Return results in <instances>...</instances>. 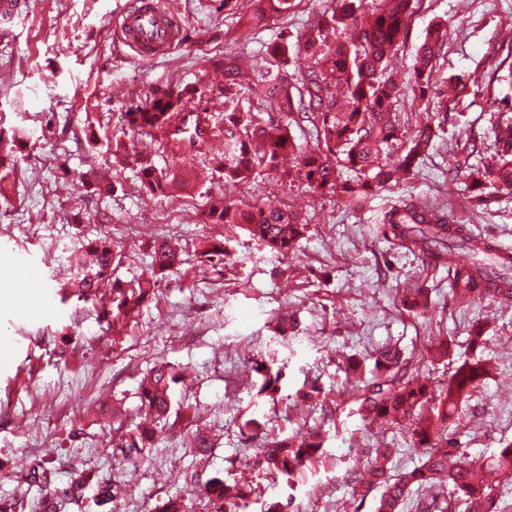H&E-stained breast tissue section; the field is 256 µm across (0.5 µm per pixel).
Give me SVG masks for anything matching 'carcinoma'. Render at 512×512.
<instances>
[{
  "label": "carcinoma",
  "instance_id": "cac0c4a2",
  "mask_svg": "<svg viewBox=\"0 0 512 512\" xmlns=\"http://www.w3.org/2000/svg\"><path fill=\"white\" fill-rule=\"evenodd\" d=\"M253 16L269 10L286 15L292 0H252ZM339 6L325 9L311 26L302 42L303 49L313 59L312 68L303 75L298 98L289 90L288 74L279 68H266L253 87L258 100L279 112V118L253 121L233 109L224 112V181L243 183L257 173L269 171L287 180L291 171L281 168L285 157L298 162V174L308 186L321 194H336L350 204H357L392 177L381 162L383 147L400 140V121L395 113L397 83L388 72L390 57L404 39L411 0H388L385 7L363 13V0H338ZM339 31L330 43L322 36L325 29ZM442 51L438 31L428 34L419 47L415 65L413 94L423 98L429 89L427 71ZM224 68V99L234 96L240 84V69L233 58L219 61ZM195 89L184 86L178 95L160 86L152 97L124 113L126 126L138 135L151 138L186 135L190 145L205 141L208 129L202 116L193 112ZM312 123L317 148L303 150L290 134L292 116ZM432 136L430 128L419 131L410 145L398 155L396 169L410 173L418 168L419 160ZM358 174L373 172L371 178L350 182L343 178L344 170ZM138 176L144 188L153 194H167L176 177L158 171L143 158ZM467 191L482 196L490 186L512 189V115L504 122L496 138V153L492 160L469 173ZM207 217L212 224H238L250 236L280 254L296 249L304 235L306 224L295 210L270 208L257 204L210 205ZM381 224L392 233L397 246L428 255L439 264L454 270V290L469 298H489L506 303L512 300V265L491 257L481 239L450 232L448 210L435 205H417L398 198L383 213ZM115 244L103 235L82 244L76 263L77 272L70 278V287L78 289L82 300L91 299L98 281L112 272ZM466 253L471 262L456 264V254ZM150 276L125 286L112 283V322L119 323L135 312L148 296L157 276L180 265V255L163 240L151 247ZM410 312L428 311L427 295L418 291L413 298L403 300ZM374 360L375 374L360 396L364 417L386 418L395 423L411 422L412 441L422 448L424 461L420 466L398 474L388 467L391 452L375 449L369 461L368 477L355 478L354 496L365 499L374 489H382L377 512H398L400 503L415 486L423 491L417 500L418 512H498L494 488L477 478L486 468L512 479V443L502 446L490 459L479 464L458 449L448 445L446 429L448 415L454 413L470 397L475 385L485 378L486 362L478 357L454 362L448 384L434 394L403 373L398 350L385 347ZM252 370L262 376L261 391L275 397L280 391L282 369L274 370L266 361H255ZM180 382L169 366L161 365L147 374L140 387L141 406L153 414L156 421L169 417L172 387ZM155 430L142 426L129 432L121 447L139 450L154 437ZM322 444L314 437L293 435L269 442L262 449L256 466L267 471L273 480H282L293 487L297 474L319 458ZM82 481L97 484L98 504L118 501L128 488L102 483L88 472ZM205 495L214 512H243L254 493L245 485H228L215 475L204 485Z\"/></svg>",
  "mask_w": 512,
  "mask_h": 512
}]
</instances>
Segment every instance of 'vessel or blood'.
<instances>
[{"instance_id":"1","label":"vessel or blood","mask_w":512,"mask_h":512,"mask_svg":"<svg viewBox=\"0 0 512 512\" xmlns=\"http://www.w3.org/2000/svg\"><path fill=\"white\" fill-rule=\"evenodd\" d=\"M121 34L144 57L172 47L180 38L182 26L176 12L150 4L135 7L124 17Z\"/></svg>"}]
</instances>
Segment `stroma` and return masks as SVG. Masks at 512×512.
<instances>
[{"label": "stroma", "instance_id": "35a3bbf8", "mask_svg": "<svg viewBox=\"0 0 512 512\" xmlns=\"http://www.w3.org/2000/svg\"><path fill=\"white\" fill-rule=\"evenodd\" d=\"M131 0H26L0 24V134L15 138L19 169L1 183L12 204L0 208V337L10 345L0 357V502L21 500L24 512H110L98 504L85 472L130 486L121 512H156L168 498H183L190 512H211L202 492L219 475L258 492L248 512L283 503L284 512H375L378 494L354 499L350 480L375 449L392 451L393 472L423 460L402 425L367 424L358 413L368 369L344 372L348 358L384 346L400 349L410 376L438 389L447 362L429 358L432 342L449 339L453 359L477 356L492 366L467 407L448 419V439L473 460L512 441V304L459 302L447 267L396 246L379 219L392 200L436 204L452 210L465 231L494 236L512 248V192L487 188L483 199L465 189L470 167L481 165L462 145L469 138L493 144L498 112L492 98L512 92L493 82L512 53V0H413L407 33L394 52L400 95L397 113L406 138L431 125L435 136L416 172L374 189L361 205L346 206L301 182H281L260 172L249 182H225L218 163L224 138V77L216 60L233 56L262 63L287 32L283 59L289 79L310 60L297 42L331 0H294L288 15L263 23L249 0L236 12L219 0H161L183 21L180 41L151 59L123 41L119 25ZM444 44L429 76L425 99L411 94L416 52L429 31ZM194 86L200 111L217 133L208 146L188 151L162 142L158 167L189 173L169 196L148 192L137 176L134 153L149 138L125 131L124 112L145 102L155 87ZM124 138L128 150L113 156ZM102 173L114 190L101 196L87 187ZM271 204L302 212L308 228L296 251L282 255L234 224H210V203ZM111 235L119 248L113 278H142L151 263L149 242L169 240L183 263L152 288L143 304L118 326L108 325L110 287L90 302L63 299L58 285L70 278L83 241ZM221 243L229 257L208 260ZM38 268L46 285L38 295L15 265ZM427 293L430 308L405 310L411 291ZM295 316L280 333L275 318ZM484 344L473 347L475 327ZM272 356L287 366L284 399L259 395L254 361ZM158 365L184 371L173 402L196 407L195 425L177 423L130 456L122 437L140 422L139 388ZM318 376L319 398L297 399L307 377ZM257 418L263 435L245 428ZM212 440L206 455L196 429ZM318 434L319 458L303 469L295 489L266 477L254 460L264 434ZM45 470L32 478L33 467Z\"/></svg>", "mask_w": 512, "mask_h": 512}]
</instances>
